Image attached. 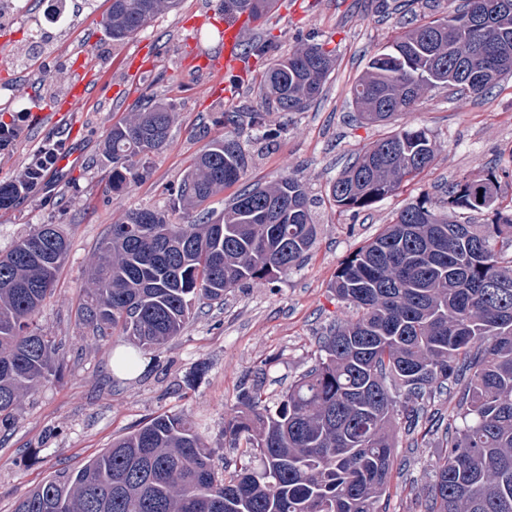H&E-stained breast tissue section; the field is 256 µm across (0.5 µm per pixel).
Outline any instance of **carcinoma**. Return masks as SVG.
<instances>
[{
	"label": "carcinoma",
	"mask_w": 512,
	"mask_h": 512,
	"mask_svg": "<svg viewBox=\"0 0 512 512\" xmlns=\"http://www.w3.org/2000/svg\"><path fill=\"white\" fill-rule=\"evenodd\" d=\"M224 14L260 18L274 0H221ZM179 0H112L103 26L122 43ZM484 24L459 21L474 11ZM333 59L304 44L261 76L250 120L269 109L302 112L322 93ZM512 72V0H463L444 19L396 36L369 61L351 97L367 123L413 111L431 86L481 95ZM172 104L150 99L112 125L103 153L112 191L142 177L161 151ZM436 141L403 127L375 142L331 185L340 208L363 209L395 192L434 160ZM249 163L231 136L212 139L175 190L192 211L238 182ZM498 177H463L444 205L493 215L490 224L450 221L416 202L338 269L336 298L357 312L319 340L323 355L280 401L261 383L241 388L224 421V443L259 467L217 468L192 419L161 414L112 441L74 470L20 498L13 512H380L398 432L415 431L428 399L465 377L452 421L436 424L444 450L432 482L417 491L422 512H512V215L497 207ZM20 191L0 184V210ZM312 200L290 176L233 197L224 212L175 224L167 211L137 208L112 225L92 254L78 324L103 340L114 333L151 349L180 335L195 303L224 301L245 284H271L297 267L316 236ZM68 240L42 224L0 254V430L21 399L61 368L60 344L35 317L53 291Z\"/></svg>",
	"instance_id": "cac0c4a2"
}]
</instances>
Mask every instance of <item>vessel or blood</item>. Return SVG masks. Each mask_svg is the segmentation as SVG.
<instances>
[{
    "label": "vessel or blood",
    "instance_id": "obj_1",
    "mask_svg": "<svg viewBox=\"0 0 512 512\" xmlns=\"http://www.w3.org/2000/svg\"><path fill=\"white\" fill-rule=\"evenodd\" d=\"M250 22L248 13L237 14L234 18H214V25L220 26L222 30V46L214 53H199V66L202 70L210 73L214 82L211 93L220 97L224 94L222 78L225 72L233 70L244 71L246 64L243 60V34Z\"/></svg>",
    "mask_w": 512,
    "mask_h": 512
}]
</instances>
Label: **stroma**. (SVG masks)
Masks as SVG:
<instances>
[{
	"label": "stroma",
	"mask_w": 512,
	"mask_h": 512,
	"mask_svg": "<svg viewBox=\"0 0 512 512\" xmlns=\"http://www.w3.org/2000/svg\"><path fill=\"white\" fill-rule=\"evenodd\" d=\"M26 2L22 16L0 22V103L10 105L0 121L21 118L19 139L0 154V184L15 180L51 134L78 162L55 170L17 206L0 210V253L41 224L59 225L70 242L55 294L38 316L40 328L62 343L63 372L26 395L12 429L0 433V512H13L17 500L46 477L79 466L160 414L189 415L214 448L216 465L235 463L236 451L224 445V417L242 385L263 369L273 404L315 363L325 328L354 315L336 300L331 285L360 246L407 205L440 203L448 184L465 175L498 171V199L512 213V74L479 97L432 88L414 112L388 124L360 122L353 107L350 90L369 58L408 22L447 16L448 0H283L246 32L245 44L270 43L275 58L319 43L331 50L334 69L306 111L266 113L263 127L247 125L239 134L224 115L253 110L261 96L258 77L238 83L232 99L209 97L208 76L192 63L191 53L218 47L221 34L208 22L194 33L184 27L188 18L218 10L219 0H182L179 10L157 16L120 44L102 26L109 0H66L60 20L53 18L50 0ZM137 52L148 63L132 75L127 61ZM85 60L95 67L92 106L71 118L55 115ZM155 96L176 112L169 142L149 156L142 182L112 191V164L102 155L105 137L135 103ZM405 126L425 129L435 139L432 164L369 208L334 206L329 189L347 164ZM266 129L271 137H263ZM233 133L249 167L213 200L212 210L222 211L243 189L293 175L313 200L315 243L301 266L277 282L230 291L219 305L196 303L179 336L140 353L130 373H118L113 359L131 351L130 342L117 335L96 341L77 324L94 248L111 224L135 208L168 210L173 221H183L173 191L191 158L211 139ZM438 453V439L414 447L407 436L399 437L390 495L380 503L384 512H421L414 490L430 482Z\"/></svg>",
	"instance_id": "35a3bbf8"
}]
</instances>
